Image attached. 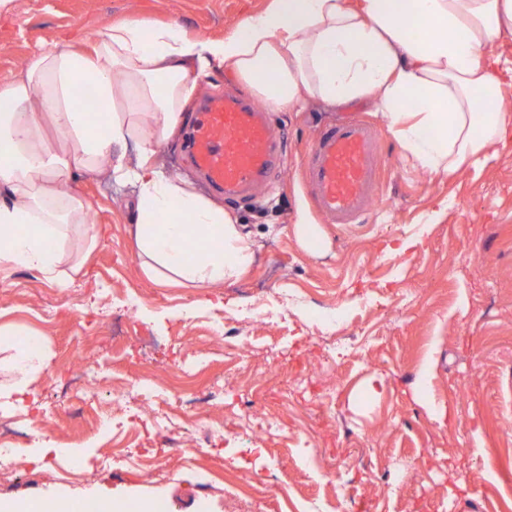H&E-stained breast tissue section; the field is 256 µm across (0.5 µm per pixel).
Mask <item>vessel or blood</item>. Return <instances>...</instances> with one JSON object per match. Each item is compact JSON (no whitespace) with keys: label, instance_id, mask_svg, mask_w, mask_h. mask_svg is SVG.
Instances as JSON below:
<instances>
[{"label":"vessel or blood","instance_id":"vessel-or-blood-1","mask_svg":"<svg viewBox=\"0 0 512 512\" xmlns=\"http://www.w3.org/2000/svg\"><path fill=\"white\" fill-rule=\"evenodd\" d=\"M380 138L375 126L354 115L318 132L302 182L323 223L359 224L371 211L383 173ZM184 151L205 182L231 199L266 184L282 161L267 113L230 95L201 105Z\"/></svg>","mask_w":512,"mask_h":512}]
</instances>
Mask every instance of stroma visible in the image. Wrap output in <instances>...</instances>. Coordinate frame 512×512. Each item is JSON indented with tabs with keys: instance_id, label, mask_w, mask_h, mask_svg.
Returning a JSON list of instances; mask_svg holds the SVG:
<instances>
[{
	"instance_id": "obj_1",
	"label": "stroma",
	"mask_w": 512,
	"mask_h": 512,
	"mask_svg": "<svg viewBox=\"0 0 512 512\" xmlns=\"http://www.w3.org/2000/svg\"><path fill=\"white\" fill-rule=\"evenodd\" d=\"M268 0H13L0 13V79L50 42L94 39L132 18L221 37ZM370 103L273 112L285 163L224 207L255 259L214 285L163 282L129 235L134 193L93 175L74 189L96 246L66 285L0 265V329L41 336L46 366L25 375L0 349V424L23 414L40 438L0 457V502L94 498L169 512H512V134L494 159L452 179L414 169L383 132L379 200L363 223L325 224L302 249L296 218L318 222L301 170L318 130ZM422 235L417 247L399 242ZM298 306H281V292ZM100 372L81 402V360ZM195 369L185 392L147 388V370ZM122 390L124 442L98 421ZM205 415L210 438L156 418ZM277 421L273 430L264 421ZM80 449L72 474L59 446ZM145 462L130 468L127 450ZM295 234L301 247L308 252L319 250L325 244L324 237L320 230L301 220L295 225Z\"/></svg>"
}]
</instances>
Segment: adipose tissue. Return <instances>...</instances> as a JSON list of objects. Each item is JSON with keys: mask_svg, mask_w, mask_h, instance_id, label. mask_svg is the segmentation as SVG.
Returning a JSON list of instances; mask_svg holds the SVG:
<instances>
[{"mask_svg": "<svg viewBox=\"0 0 512 512\" xmlns=\"http://www.w3.org/2000/svg\"><path fill=\"white\" fill-rule=\"evenodd\" d=\"M510 42L512 0H270L221 37L139 18L87 51L44 45L0 81V230L35 227L0 248V264L60 285L81 270L71 242L90 248L97 236L71 184L90 173L134 188L132 236L148 269L223 283L250 267V234L153 160L209 70L234 75L273 112L372 100L404 159L449 178L481 166L512 127L502 106L512 58L500 51ZM87 78L101 91L100 127L73 101Z\"/></svg>", "mask_w": 512, "mask_h": 512, "instance_id": "1", "label": "adipose tissue"}]
</instances>
